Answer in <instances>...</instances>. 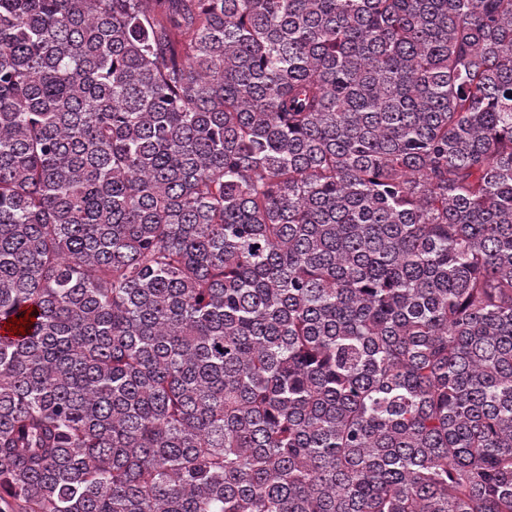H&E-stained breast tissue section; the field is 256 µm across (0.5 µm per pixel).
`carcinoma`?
<instances>
[{
    "label": "carcinoma",
    "instance_id": "1",
    "mask_svg": "<svg viewBox=\"0 0 512 512\" xmlns=\"http://www.w3.org/2000/svg\"><path fill=\"white\" fill-rule=\"evenodd\" d=\"M0 512H512V0H0Z\"/></svg>",
    "mask_w": 512,
    "mask_h": 512
}]
</instances>
